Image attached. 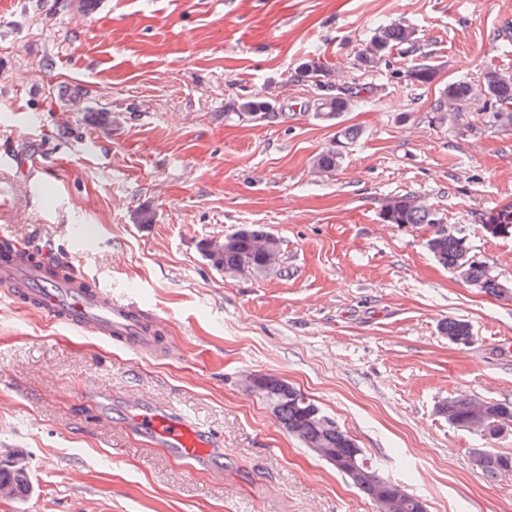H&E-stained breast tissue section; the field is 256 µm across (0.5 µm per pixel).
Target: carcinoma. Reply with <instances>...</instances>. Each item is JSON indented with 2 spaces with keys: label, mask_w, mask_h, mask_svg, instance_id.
<instances>
[{
  "label": "carcinoma",
  "mask_w": 512,
  "mask_h": 512,
  "mask_svg": "<svg viewBox=\"0 0 512 512\" xmlns=\"http://www.w3.org/2000/svg\"><path fill=\"white\" fill-rule=\"evenodd\" d=\"M417 42L416 29L402 22L391 21L377 26L368 43L357 53V65L371 68L392 50L413 46ZM302 77L310 82L321 84L333 77V71L320 61L308 60L300 68ZM399 77L410 83L427 85L434 78L433 68L426 63H416ZM483 100L481 112L485 122L500 127H512V73L497 67H488L479 83L455 81L445 87L437 99L435 111L458 112L475 100ZM353 101L348 97L327 96L317 99L315 112L324 120H337L351 110ZM274 110L273 102L259 98H246L238 102L235 111L254 119H264ZM360 130L346 126L339 131L332 145L315 158L313 169L321 175H328L338 169L347 149L359 138ZM386 224L400 226L440 223L432 206L415 193H405L391 197L381 212ZM481 224L485 233L493 238H512V206L491 211L482 215ZM428 247L437 260L454 271L465 266L466 282L474 284L485 293L496 298H512L504 294L503 283L490 277L482 261L475 254L465 255L470 247L466 237L460 235L435 234L428 240ZM201 250L209 264L229 275L266 273L278 269L282 262L281 240L261 225L242 226L220 239L205 240ZM441 333L455 343L463 342L470 335V325L459 319H450L440 327ZM259 399L272 410L280 426L298 438L307 448H325L336 453V457L357 455L358 471L350 472L334 466L336 472L348 477L352 483L370 500L378 499L392 489V497L385 508L376 512H421V500L408 495L397 483L381 476L377 468L358 448L355 440L341 430L336 422L322 416V421L313 417L318 407L300 390L280 377L270 375L265 386L252 390ZM489 411L494 421L512 424V402H491ZM441 415H450L454 427L467 429L470 411L467 395L460 393L438 408ZM512 464V456L493 451L487 457L481 473L489 478L497 477L500 465ZM33 492L29 469L14 460L0 461V498L22 502Z\"/></svg>",
  "instance_id": "carcinoma-1"
}]
</instances>
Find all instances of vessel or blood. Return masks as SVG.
<instances>
[{"mask_svg":"<svg viewBox=\"0 0 512 512\" xmlns=\"http://www.w3.org/2000/svg\"><path fill=\"white\" fill-rule=\"evenodd\" d=\"M61 263V258H49L9 236L0 237V280L12 285L17 305L44 312L84 335L103 336L135 350L151 345L165 329L166 322L158 314L92 284L87 277L75 274L66 281L51 279V271ZM125 423L191 468L223 476V466L213 454L215 439L169 406L141 399L131 405Z\"/></svg>","mask_w":512,"mask_h":512,"instance_id":"vessel-or-blood-1","label":"vessel or blood"}]
</instances>
